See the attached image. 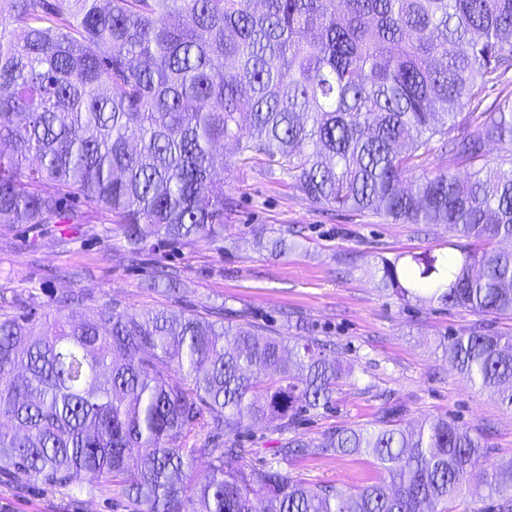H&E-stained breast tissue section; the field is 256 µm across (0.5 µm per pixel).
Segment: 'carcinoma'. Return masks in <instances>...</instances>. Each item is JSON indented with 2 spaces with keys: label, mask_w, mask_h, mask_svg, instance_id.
<instances>
[{
  "label": "carcinoma",
  "mask_w": 512,
  "mask_h": 512,
  "mask_svg": "<svg viewBox=\"0 0 512 512\" xmlns=\"http://www.w3.org/2000/svg\"><path fill=\"white\" fill-rule=\"evenodd\" d=\"M0 227L36 241L109 215L138 262L197 239L224 241L233 198L216 147L262 157L311 203L400 224H446L488 244L452 263L381 260L400 299L422 295L480 316L437 348L512 409V0H0ZM507 146L496 164L492 143ZM441 166L424 169L430 155ZM470 170L466 179L452 173ZM72 293L53 314L20 298L0 313V472L117 485L138 512H452L463 486L512 512V460L483 467L486 440L443 416L405 433L332 428L314 444L301 417L333 404L342 364L298 320L263 332L246 312L216 319L129 313ZM275 422L274 462L245 466L239 436ZM373 456L380 477L347 489L288 467L310 455ZM210 461L201 486L190 468ZM264 504L257 510L255 503Z\"/></svg>",
  "instance_id": "carcinoma-1"
}]
</instances>
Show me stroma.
<instances>
[{"mask_svg": "<svg viewBox=\"0 0 512 512\" xmlns=\"http://www.w3.org/2000/svg\"><path fill=\"white\" fill-rule=\"evenodd\" d=\"M224 192L235 198L224 239L200 240L176 255H151L128 268L119 236H107L108 216L85 210V223L48 226L29 243L19 229L0 230V306L34 298L40 312L56 310L59 296L83 291L94 306L106 303L138 313L168 309L207 316L221 306L245 310L279 330L283 314L303 318L314 336L330 340L349 374L336 388L330 409L307 415L304 440L318 442L333 427L373 429L390 396L400 405L401 427L445 416L484 432L487 468L512 459V411L470 384L436 350L440 336L472 326L475 315L435 302H406L380 288L382 259L431 253L481 252L484 242L466 239L446 225L397 224L382 216L324 208L309 202L279 169L261 159L244 164L225 143ZM288 239L280 254L257 244V233ZM176 268L185 288L173 297L147 283L160 266ZM291 472L311 483L347 487L377 476L373 458L330 454L297 461ZM0 512H134L119 489L92 486L84 477L67 487L18 488L0 476Z\"/></svg>", "mask_w": 512, "mask_h": 512, "instance_id": "stroma-1", "label": "stroma"}]
</instances>
